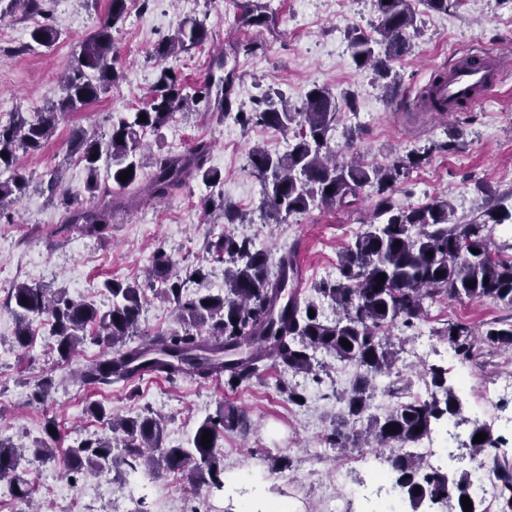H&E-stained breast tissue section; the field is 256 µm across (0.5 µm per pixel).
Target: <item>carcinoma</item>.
Instances as JSON below:
<instances>
[{
	"label": "carcinoma",
	"mask_w": 512,
	"mask_h": 512,
	"mask_svg": "<svg viewBox=\"0 0 512 512\" xmlns=\"http://www.w3.org/2000/svg\"><path fill=\"white\" fill-rule=\"evenodd\" d=\"M378 23L375 35L360 31L349 37L353 63L370 68L385 80L391 77L389 60L405 46L408 29L414 25L409 0H376ZM127 0H109L103 24L80 43V51L62 80L63 95L33 117L18 112L7 125H0V170L13 175L0 180V207L21 197L29 178L18 171L17 151L41 150L51 137L58 116L76 112L110 92L117 79L111 29L123 22ZM241 23L246 26H269L273 19L259 0L242 5ZM26 48L38 45L50 48L60 37L52 23L34 27ZM208 34L198 20L181 22L173 33L161 39L149 53L160 65L148 107L130 119L112 123L106 137L82 129L72 132L69 152L78 158L87 172L84 190L96 198L92 207L76 204L74 195L62 187L59 174H48L50 200L63 211L59 233L78 231L101 237L112 223V213L128 210L140 203L134 186L144 168L151 169L147 190L152 196L170 195L194 178L210 185L220 183V170L209 165L211 143L196 141L181 153L143 152L141 134L159 130L175 113L203 105L206 111H224V103L234 88L235 70H224V58L216 55L209 63L203 85L188 97L178 74H167L163 66L169 57L203 44ZM222 75H216V72ZM445 78L433 76L424 95L425 106L433 112L447 109L448 102L438 99L433 87ZM340 110L336 97L326 88L308 90L300 106L293 107L282 97L266 94L257 101L253 112L238 113L239 120L251 121L275 129L299 127L288 153L272 154L261 147L249 151L253 172L263 184L262 213L266 220L280 222L292 214L308 210L315 201L333 207L366 187L380 196L374 217L386 220L370 224V229L348 245L339 257V277L317 288L322 297L336 308L332 321L320 319L315 298L304 297L298 289L302 276L295 251L272 259L268 251L258 249L248 236L226 233L208 244V250L224 259V290L208 289L183 293L184 279L197 271L185 270V278L172 272L171 262L162 250L152 257L150 278L169 283L165 297L175 304L178 327L171 332L134 340V332L145 302V288L138 282L108 279L104 289L112 295V308L100 311L92 302L74 299L64 288L52 290L19 283L10 289L7 302L14 307L16 327L12 346L26 348L31 343V321L45 316L51 324L52 347L57 356L68 360L86 340L103 346L100 356L84 364L75 381L83 387L100 388L114 383H129L136 373L145 371L174 382L182 377L199 380L224 378L229 387L247 385L261 373V364L270 360L280 368L277 383L289 402L300 404L305 391L288 380L290 376L318 377L315 353L347 361L357 368V381L342 393L347 416L357 421L367 418L361 431H347L342 420L324 436L331 448L361 440L370 448H404L430 434L433 428L450 417H459L463 406L454 387L448 384V369L429 367L435 391L425 399L404 397L390 381L397 356L392 337L384 331L400 323L412 328L421 319L427 301L440 296L469 300L493 299L512 308V261L501 260L491 250L490 225L512 221V207L501 199L484 201L482 217L461 223L453 220L454 210L448 200L436 198L418 206L394 208L385 196L403 170L419 163L409 157L382 168L355 160L343 162L329 151V132ZM146 120H140V115ZM132 174L119 179L126 169ZM332 192H327V189ZM479 253L474 254L472 250ZM385 274L384 282L378 275ZM474 286L469 287L467 283ZM209 305H203V302ZM315 312L309 317V312ZM457 336H452V332ZM503 349L512 348V321H495L478 333L463 323H451L439 337L462 361L473 357L475 336ZM346 339L350 347L341 344ZM386 391L397 398L383 416L366 415L374 391L383 380ZM85 412L106 422L111 434L86 438L67 448L64 465L70 475L85 470L110 472L116 464L128 473H151L160 469L176 473L192 486L206 485L224 489V460L217 452L218 439L224 430L244 423V417L232 407H221L216 415L205 418L194 430L185 446L162 447L164 420L150 414L115 418L105 406L92 402ZM396 431H390V427ZM57 428L54 421L44 428L46 439L32 448H19L0 440V478H9L17 497L34 506L29 470L24 461H39L56 456ZM211 433L209 448L201 444L203 432ZM484 433L486 439L474 442ZM465 447L474 456L496 447L490 428L472 422ZM396 487L414 504L424 500L444 503L451 512H465L461 504L467 496L473 505L470 512H481V502L472 487L475 475L463 473L454 480L439 470H429L420 457L398 452L388 457ZM492 474L498 481V512H512V463L493 457Z\"/></svg>",
	"instance_id": "obj_1"
}]
</instances>
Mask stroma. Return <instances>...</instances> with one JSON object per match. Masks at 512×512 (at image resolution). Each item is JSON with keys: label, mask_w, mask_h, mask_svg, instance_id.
I'll return each instance as SVG.
<instances>
[{"label": "stroma", "mask_w": 512, "mask_h": 512, "mask_svg": "<svg viewBox=\"0 0 512 512\" xmlns=\"http://www.w3.org/2000/svg\"><path fill=\"white\" fill-rule=\"evenodd\" d=\"M263 2L275 20L274 29L241 25L238 17L243 0H149L141 8L129 5L124 22L112 31L118 79L110 92L81 111L60 116L52 139L40 151L20 153L18 167L23 173L60 168L66 185L78 191L79 203L92 204V197L84 191L86 172L69 155L68 141L78 128L106 133L115 118L146 106L158 74L148 53L160 39L185 19L203 21L208 30L201 46L165 62L181 74L186 93H194L204 83L213 55L223 54L226 69L237 72L226 110L179 112L162 129L142 135L143 144L154 151L170 150L176 136L186 148L200 139L210 141V164L223 175L219 185L211 187L194 179L166 199H143L130 211L113 214L102 238L76 232L56 235L61 213L37 183L7 207L0 220L22 225L23 231L0 238V262L10 270L0 280V439L32 443L42 437L49 419L58 425L57 444L62 448L103 434L102 422L85 413L88 403L98 401L119 417L161 413L166 421V445H182L219 406L231 405L246 414L249 425L244 430L225 431L218 441L225 477L234 478L244 471L261 474L263 482L246 495L266 501L288 499L292 512H324L327 495L347 494L351 482L367 476L362 469L343 472L346 457L361 454L384 459L391 454L387 448L354 446L340 451L323 441L330 422L343 411L334 393L352 386L357 374L354 365L329 361L323 383H308L307 403L298 407L279 393V373L270 363L259 379L237 389L220 380L203 383L181 378L172 384L147 375L132 383L87 390L73 382L71 373L99 356L100 345L85 343L66 363L50 350L49 336L23 350L10 344L14 316L6 297L13 284L62 287L105 310L112 297L104 281L144 279L159 246L179 268H201L203 279L187 281L188 290H223L224 266L213 261L207 250L220 227L251 237L276 256L295 250L303 272V295H312L319 282L335 277L339 252L367 230L378 197L367 187L347 205L315 206L277 224L264 220L263 185L248 165V153L256 144L273 153H286L293 134L275 130L265 136L259 126L241 125L236 115L251 111L269 90L293 104L300 103L306 90L315 85L327 87L336 98H350L330 133L329 144L340 159L386 165L410 154L420 156V163L408 168L394 185L391 199L395 206L445 198L454 207L455 219L468 221L478 215L486 196L512 195V0H466L465 5L451 6L445 12L431 10L423 0H411L415 27L408 34L405 53L390 63L397 80L388 92L373 71L355 68L348 48L349 31L372 33L377 20L375 0ZM108 3L45 0V9L62 35L51 48L29 51L25 45L33 27L32 13L27 0H13L0 20V113L32 114L59 97V76L73 61L82 39L103 22ZM238 43L253 45L252 56L257 61L253 69L240 70V57L232 50ZM489 53L505 56L508 63L503 83L488 100L465 112L424 108L423 92L435 71L449 68L461 55ZM229 138L237 141L236 149H225ZM218 194L223 195L225 207L240 216V223H225L220 213L205 208L204 199ZM146 295L140 334L168 332L175 320L173 303L157 287L148 289ZM511 318V307L490 299L440 297L427 305L415 329L391 331L402 344L395 368L403 393L426 392L428 367L442 365L462 402L465 420L452 442L458 458L449 462V476H460L475 466L466 447L473 416L489 426L493 437L506 438L498 453L512 460V427L504 422L505 415L512 413V402L492 406L484 395L489 382L512 371V350L485 343L472 362L462 365L439 333L451 322H464L480 331L492 320ZM46 373L55 386L44 403H33L30 393ZM284 455L292 457L293 469L282 475L276 473L275 465ZM140 494L146 512H238L246 496L205 487L193 492L172 484L165 472L151 477Z\"/></svg>", "instance_id": "obj_1"}]
</instances>
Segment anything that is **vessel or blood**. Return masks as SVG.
I'll return each mask as SVG.
<instances>
[{
	"instance_id": "obj_1",
	"label": "vessel or blood",
	"mask_w": 512,
	"mask_h": 512,
	"mask_svg": "<svg viewBox=\"0 0 512 512\" xmlns=\"http://www.w3.org/2000/svg\"><path fill=\"white\" fill-rule=\"evenodd\" d=\"M502 69V62L488 55L477 62L467 56L460 57L437 92L447 98L449 111H456L461 103L473 105L489 96L499 81Z\"/></svg>"
}]
</instances>
